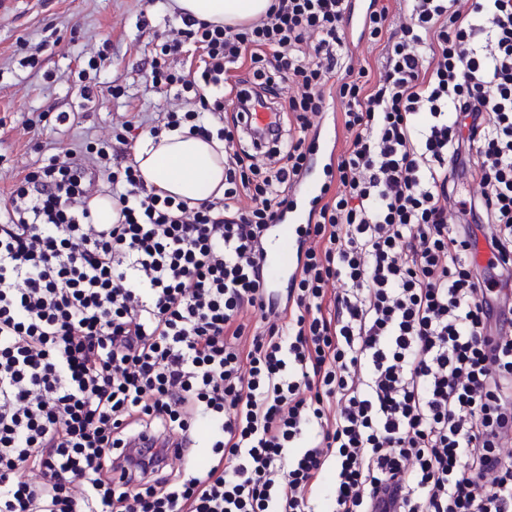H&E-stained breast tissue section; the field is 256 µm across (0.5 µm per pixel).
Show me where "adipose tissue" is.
Here are the masks:
<instances>
[{
    "mask_svg": "<svg viewBox=\"0 0 512 512\" xmlns=\"http://www.w3.org/2000/svg\"><path fill=\"white\" fill-rule=\"evenodd\" d=\"M271 0H173L174 8L196 19L224 25L243 24L264 15ZM135 158L146 185L190 205L224 194V144L174 129L146 137Z\"/></svg>",
    "mask_w": 512,
    "mask_h": 512,
    "instance_id": "ef3b65f1",
    "label": "adipose tissue"
}]
</instances>
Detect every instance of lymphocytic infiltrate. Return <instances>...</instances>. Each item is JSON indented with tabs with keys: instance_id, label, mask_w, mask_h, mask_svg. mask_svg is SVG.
Segmentation results:
<instances>
[{
	"instance_id": "1",
	"label": "lymphocytic infiltrate",
	"mask_w": 512,
	"mask_h": 512,
	"mask_svg": "<svg viewBox=\"0 0 512 512\" xmlns=\"http://www.w3.org/2000/svg\"><path fill=\"white\" fill-rule=\"evenodd\" d=\"M371 3L374 74L342 54L349 0H272L235 27L181 15L151 80L196 106L150 134L223 141V196L145 185L132 119L12 185L0 512H314L329 468L333 512H377L392 491L395 512H512V0H407L395 28ZM190 43L199 70L165 66ZM287 83L289 123L252 130V105ZM331 91L348 147L280 306L263 232L307 175ZM464 179L480 197L457 196ZM104 194L116 223L94 219ZM248 306L274 323L251 330Z\"/></svg>"
}]
</instances>
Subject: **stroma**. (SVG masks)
I'll return each mask as SVG.
<instances>
[{"mask_svg": "<svg viewBox=\"0 0 512 512\" xmlns=\"http://www.w3.org/2000/svg\"><path fill=\"white\" fill-rule=\"evenodd\" d=\"M180 19L170 0H0V218L18 174L52 153L112 135L130 115L150 122L178 107L154 89L147 63ZM104 64L92 68V51ZM97 83L80 95V74ZM74 112L61 124L54 112Z\"/></svg>", "mask_w": 512, "mask_h": 512, "instance_id": "1", "label": "stroma"}]
</instances>
